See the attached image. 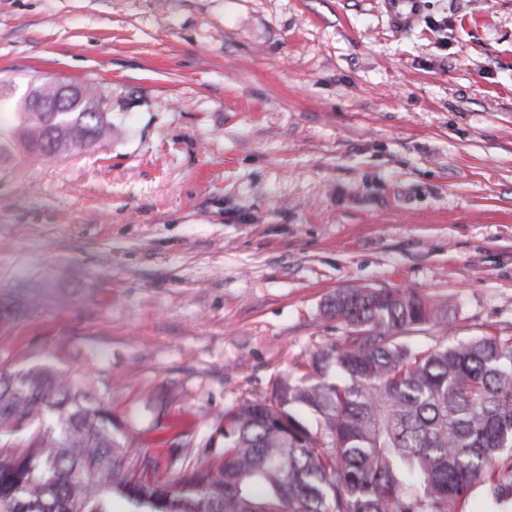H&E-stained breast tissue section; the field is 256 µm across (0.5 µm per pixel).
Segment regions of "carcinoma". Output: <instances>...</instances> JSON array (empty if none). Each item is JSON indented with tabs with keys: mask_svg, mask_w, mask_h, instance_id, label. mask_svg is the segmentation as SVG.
I'll return each mask as SVG.
<instances>
[{
	"mask_svg": "<svg viewBox=\"0 0 512 512\" xmlns=\"http://www.w3.org/2000/svg\"><path fill=\"white\" fill-rule=\"evenodd\" d=\"M24 86L57 97L38 72ZM0 77V163L51 161L112 139V88L81 81L61 112ZM0 302V317L35 305ZM448 295L336 290L342 334L224 414V453L182 444L170 481L115 436L97 396L52 368L0 366V512H512V337L481 333L417 345L448 330Z\"/></svg>",
	"mask_w": 512,
	"mask_h": 512,
	"instance_id": "1",
	"label": "carcinoma"
}]
</instances>
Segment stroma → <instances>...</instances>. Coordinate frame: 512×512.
Wrapping results in <instances>:
<instances>
[{
  "label": "stroma",
  "mask_w": 512,
  "mask_h": 512,
  "mask_svg": "<svg viewBox=\"0 0 512 512\" xmlns=\"http://www.w3.org/2000/svg\"><path fill=\"white\" fill-rule=\"evenodd\" d=\"M110 84L121 136L0 170V362L86 375L154 454L328 338L336 289L512 336V0H0V75ZM419 0H386L389 11L400 26H409L417 14Z\"/></svg>",
  "instance_id": "1"
}]
</instances>
